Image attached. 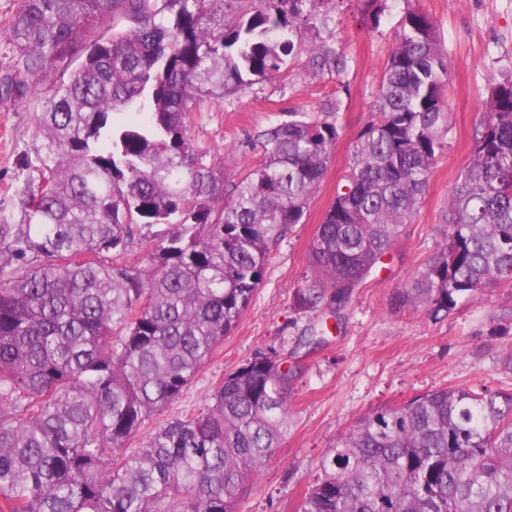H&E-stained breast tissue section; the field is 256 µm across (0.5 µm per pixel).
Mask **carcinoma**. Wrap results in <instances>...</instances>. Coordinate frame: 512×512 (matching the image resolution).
Returning <instances> with one entry per match:
<instances>
[{
	"mask_svg": "<svg viewBox=\"0 0 512 512\" xmlns=\"http://www.w3.org/2000/svg\"><path fill=\"white\" fill-rule=\"evenodd\" d=\"M257 2L226 19L224 0H19L0 97L53 84L35 117L39 177L23 223L0 216V512H235L278 448L300 368L257 356L200 414L126 451L237 326L340 135L326 120L268 128L264 160L215 199L188 113L278 72L334 0ZM360 2L361 24H379L387 0ZM310 50L347 72L343 52ZM447 85L431 20L407 11L377 117L310 241L299 306L340 322L412 223L448 144ZM485 109L445 243L396 307L436 317L512 283V79L492 85ZM173 219L144 265L124 262L144 230ZM320 470L297 512H512V393L458 386L374 410Z\"/></svg>",
	"mask_w": 512,
	"mask_h": 512,
	"instance_id": "obj_1",
	"label": "carcinoma"
}]
</instances>
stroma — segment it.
Masks as SVG:
<instances>
[{
	"label": "stroma",
	"instance_id": "1",
	"mask_svg": "<svg viewBox=\"0 0 512 512\" xmlns=\"http://www.w3.org/2000/svg\"><path fill=\"white\" fill-rule=\"evenodd\" d=\"M427 14L450 79L448 145L437 158L422 202L405 235L357 288L341 324L315 349L300 343L320 328L322 313L297 306L311 283V238L348 171L362 128L374 119L384 67L407 9ZM314 42L344 51L350 67L335 75L316 67ZM512 78V0H391L378 28L361 25L357 0H336L315 29L296 39L280 71L222 99H205L187 119L188 134L219 179V195L262 159L261 134L292 120L338 121L323 182L302 223L272 248L264 279L234 331L189 388L147 419L129 448L142 447L166 421L202 411L213 385L266 354L299 364L288 399V429L236 512H296L320 472L321 459L364 414L398 406L439 388L485 385L512 392V284L465 295L448 316L421 308L392 309L390 298L411 287L444 242L451 188L468 164L473 135L485 119L492 83ZM48 90L0 101V213L23 220L20 198L36 175L34 117Z\"/></svg>",
	"mask_w": 512,
	"mask_h": 512
}]
</instances>
